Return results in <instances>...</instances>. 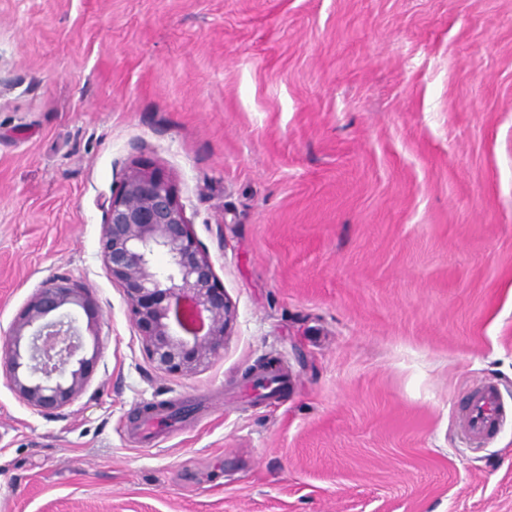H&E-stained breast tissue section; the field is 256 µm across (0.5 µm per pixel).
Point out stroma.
I'll use <instances>...</instances> for the list:
<instances>
[{
  "instance_id": "1",
  "label": "stroma",
  "mask_w": 512,
  "mask_h": 512,
  "mask_svg": "<svg viewBox=\"0 0 512 512\" xmlns=\"http://www.w3.org/2000/svg\"><path fill=\"white\" fill-rule=\"evenodd\" d=\"M141 163L232 305L190 374L101 255ZM60 278L98 358L42 414L6 332ZM481 382L512 404V0H0V512H512V420L458 426ZM159 401L192 428L127 440Z\"/></svg>"
}]
</instances>
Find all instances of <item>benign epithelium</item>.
Here are the masks:
<instances>
[{"label": "benign epithelium", "instance_id": "7a95c632", "mask_svg": "<svg viewBox=\"0 0 512 512\" xmlns=\"http://www.w3.org/2000/svg\"><path fill=\"white\" fill-rule=\"evenodd\" d=\"M101 246L157 369L190 373L223 349L230 301L160 172L135 168L126 173L104 207ZM158 253L168 257L163 270L154 265ZM76 307L84 311L87 329L98 325L99 313L83 289L50 281L9 327L11 385L40 412L67 405L83 390L96 363L97 354L84 355Z\"/></svg>", "mask_w": 512, "mask_h": 512}]
</instances>
